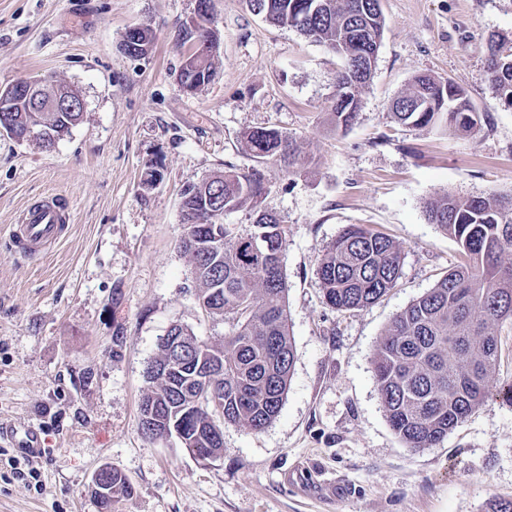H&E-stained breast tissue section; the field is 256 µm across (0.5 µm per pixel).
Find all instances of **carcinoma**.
Instances as JSON below:
<instances>
[{"mask_svg": "<svg viewBox=\"0 0 512 512\" xmlns=\"http://www.w3.org/2000/svg\"><path fill=\"white\" fill-rule=\"evenodd\" d=\"M250 10L275 26H289L324 45L340 61L330 112L336 129L357 121L361 94L369 84L384 29L381 0H247ZM196 14L194 26L182 29L190 43L178 73V84L194 92L213 79L214 29L212 0ZM140 57L152 50L154 35L141 26L131 36ZM488 80L497 100L512 107V43L491 39ZM7 104L12 132L41 131L55 146L71 133L80 112H39L24 96ZM395 122L411 128L442 129L451 135H474L482 125L466 91L451 79L423 74L392 105ZM256 164L228 171L188 186L182 195L181 220L194 221L193 236L182 240L198 282L197 299L210 314L231 317L224 343L208 351L224 357V371L215 385L224 389V422L250 431L265 429L278 416L288 389L294 349L285 304L287 284L283 256L287 227L263 207L271 192L270 161L288 163L297 173L307 160L296 141L268 127L244 134ZM246 211L249 224L224 225V241L211 234L214 211ZM429 223L447 231L461 258L428 292L390 322L372 361L378 395L390 427L409 448H432L463 423L491 395L512 401V384L492 391L489 382L502 357L499 329L512 326V197L496 194L461 199L445 193L426 203ZM263 239L266 252L252 249ZM402 253L387 235L362 225H348L326 249L316 275L326 303L352 311L375 303L395 287ZM182 376L159 378L145 400L159 408L166 423L180 428L190 448L213 454L223 442L212 433L210 404L189 406L181 391ZM105 492L93 486L99 512H112V500L133 494V485L112 468Z\"/></svg>", "mask_w": 512, "mask_h": 512, "instance_id": "obj_1", "label": "carcinoma"}]
</instances>
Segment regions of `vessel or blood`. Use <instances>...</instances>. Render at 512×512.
Listing matches in <instances>:
<instances>
[{"label":"vessel or blood","mask_w":512,"mask_h":512,"mask_svg":"<svg viewBox=\"0 0 512 512\" xmlns=\"http://www.w3.org/2000/svg\"><path fill=\"white\" fill-rule=\"evenodd\" d=\"M67 220L65 209L56 198L48 197L28 206L9 233L15 252L24 257L42 253L60 240ZM0 438L25 457L35 459L41 455V433L35 426L2 428Z\"/></svg>","instance_id":"b4317fda"}]
</instances>
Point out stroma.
<instances>
[{
  "label": "stroma",
  "instance_id": "1",
  "mask_svg": "<svg viewBox=\"0 0 512 512\" xmlns=\"http://www.w3.org/2000/svg\"><path fill=\"white\" fill-rule=\"evenodd\" d=\"M196 0H0V88L52 77L85 102L52 150L0 133V424L40 428L39 480L0 447V512H97L91 486L113 466L133 483L112 512H486L512 498V404L489 398L444 441L411 449L391 429L372 371L391 319L459 258L425 203L512 195V109L490 88V37L512 39V0H381L386 20L357 122L335 130L338 60L246 0H213L216 76L186 93L178 34ZM149 27L144 58L121 48ZM448 78L484 117L471 138L392 121L393 101L421 74ZM276 128L309 155L290 174L270 163L265 201L288 229L283 270L294 347L288 390L264 430L223 427L222 456L201 464L176 438L140 428L147 364L170 326L223 340L227 321L196 298L181 248V192L254 160L243 135ZM162 165L153 189L141 182ZM69 204L61 240L28 261L8 238L25 206ZM350 224L402 253L390 292L367 307L326 305L319 259Z\"/></svg>",
  "mask_w": 512,
  "mask_h": 512
}]
</instances>
